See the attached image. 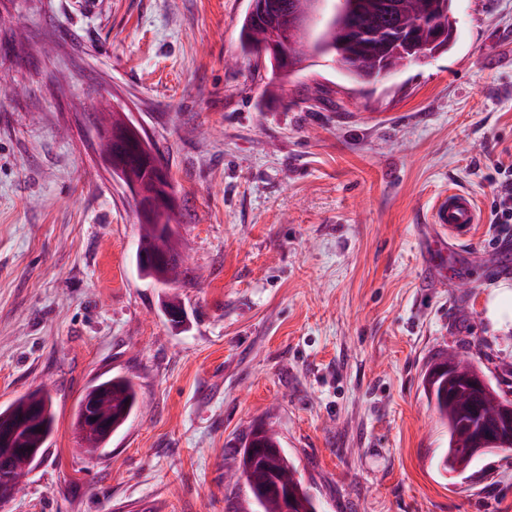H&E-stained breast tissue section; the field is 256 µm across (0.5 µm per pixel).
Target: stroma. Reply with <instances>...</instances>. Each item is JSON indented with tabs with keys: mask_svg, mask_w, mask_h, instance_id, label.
<instances>
[{
	"mask_svg": "<svg viewBox=\"0 0 512 512\" xmlns=\"http://www.w3.org/2000/svg\"><path fill=\"white\" fill-rule=\"evenodd\" d=\"M249 0H0V408L39 387L55 423L7 512H225L253 424L279 435L319 512H512V451L446 472L432 358L470 357L512 399V272L489 221L512 165V0H458L447 53L367 85L317 60L268 94L241 55ZM126 112L159 147L188 274L135 261L139 223L87 115ZM484 216L425 281L434 200ZM185 312L165 316L171 296ZM140 407L105 451L75 407L107 377ZM512 287L501 284L494 288L487 302V316L495 325L504 323L510 315L512 323Z\"/></svg>",
	"mask_w": 512,
	"mask_h": 512,
	"instance_id": "1",
	"label": "stroma"
}]
</instances>
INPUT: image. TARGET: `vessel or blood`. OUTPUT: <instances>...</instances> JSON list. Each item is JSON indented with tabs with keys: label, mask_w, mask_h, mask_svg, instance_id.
I'll return each mask as SVG.
<instances>
[{
	"label": "vessel or blood",
	"mask_w": 512,
	"mask_h": 512,
	"mask_svg": "<svg viewBox=\"0 0 512 512\" xmlns=\"http://www.w3.org/2000/svg\"><path fill=\"white\" fill-rule=\"evenodd\" d=\"M480 214L472 194L451 190L442 194L434 203L431 222L439 229L432 241L433 256L428 264L433 278L445 276L448 271V239L468 236L473 224L479 223Z\"/></svg>",
	"instance_id": "vessel-or-blood-1"
}]
</instances>
